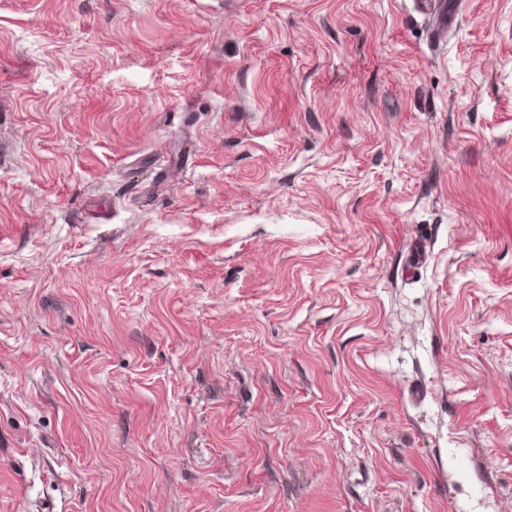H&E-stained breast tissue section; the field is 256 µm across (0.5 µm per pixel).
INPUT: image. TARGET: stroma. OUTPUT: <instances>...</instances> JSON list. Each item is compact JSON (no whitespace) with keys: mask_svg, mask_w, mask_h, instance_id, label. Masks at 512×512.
Instances as JSON below:
<instances>
[{"mask_svg":"<svg viewBox=\"0 0 512 512\" xmlns=\"http://www.w3.org/2000/svg\"><path fill=\"white\" fill-rule=\"evenodd\" d=\"M436 10L0 0V512H512V0Z\"/></svg>","mask_w":512,"mask_h":512,"instance_id":"35a3bbf8","label":"stroma"}]
</instances>
